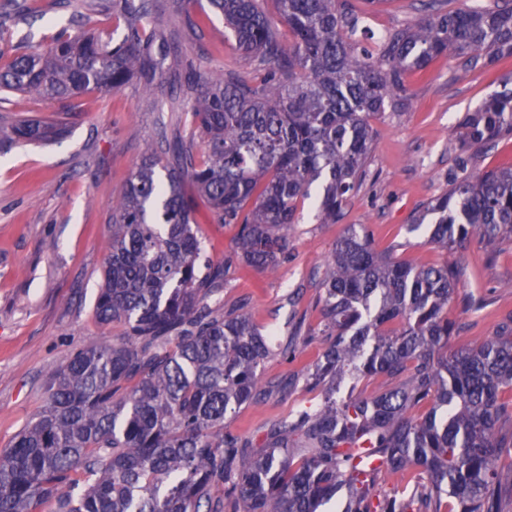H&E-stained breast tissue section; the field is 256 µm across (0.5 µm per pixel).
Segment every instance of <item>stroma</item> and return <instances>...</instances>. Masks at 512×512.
<instances>
[{
    "label": "stroma",
    "instance_id": "1",
    "mask_svg": "<svg viewBox=\"0 0 512 512\" xmlns=\"http://www.w3.org/2000/svg\"><path fill=\"white\" fill-rule=\"evenodd\" d=\"M27 6L75 31L107 21L101 0H28ZM358 9L363 26L378 37L423 13L421 0H391L376 11L362 2ZM159 23L164 31H181L183 53L197 73L252 74L253 62L238 51L206 0H188L184 15L164 16ZM509 76L508 55L475 66L441 57L426 72L411 75L408 106L372 121L369 174L351 192L341 222L319 223L313 202H305L288 255L274 272L230 271L218 306L243 309L259 328L273 326L286 336L303 329L297 334L303 358L269 359L261 381L288 380L323 350L324 338L308 333L319 320L316 286L348 224L366 225L377 249L415 265L454 260L467 266L465 291L473 308L449 309L458 326L449 347L492 335L512 313V239L489 257L474 243L453 253L421 245L409 230L412 216L452 181L512 161V139L467 161L454 139L458 118L500 91ZM25 118H61L67 132L49 144H16L0 155V448L43 407L50 374L76 350L123 338V324L103 326L94 316L113 208L145 143L163 130H188L185 113L172 111L165 95H146L136 79L111 95H86L74 110L0 94V133ZM196 220L206 256L222 261L234 248L236 226L211 223L204 208ZM317 402L316 393L297 386L241 409L226 426L258 440L270 423Z\"/></svg>",
    "mask_w": 512,
    "mask_h": 512
}]
</instances>
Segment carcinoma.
I'll use <instances>...</instances> for the list:
<instances>
[{"mask_svg": "<svg viewBox=\"0 0 512 512\" xmlns=\"http://www.w3.org/2000/svg\"><path fill=\"white\" fill-rule=\"evenodd\" d=\"M283 42L262 0H209L263 70L180 78L182 48L156 18L184 0H107L112 26L75 34L44 22L48 43L21 56L0 49V91L45 100L107 95L136 77L191 113L192 130L162 133L130 172L112 216L94 310L121 323L118 343L77 350L51 374L43 409L0 451V512H500L498 459L512 455V314L481 342L448 349V307L463 294L459 262L417 266L375 248L363 224L336 238L319 280L326 346L299 372L314 408L277 420L258 445L226 429L243 407L295 385L258 373L303 354L296 337L272 346L239 310L211 305L237 264L273 271L288 255L299 206L319 185L321 222L341 220L367 175L372 117L409 98L406 76L439 56L512 55V0L435 8L372 51L357 39L353 0H273ZM462 153L512 138V82L458 122ZM63 128L19 122L10 139L43 145ZM235 224L233 253L202 258L197 200ZM426 243L453 253L475 241L487 256L512 236V163L455 180L413 218ZM382 377L369 396L338 386ZM427 406L423 416L412 415ZM420 481L380 492L388 473Z\"/></svg>", "mask_w": 512, "mask_h": 512, "instance_id": "cac0c4a2", "label": "carcinoma"}]
</instances>
